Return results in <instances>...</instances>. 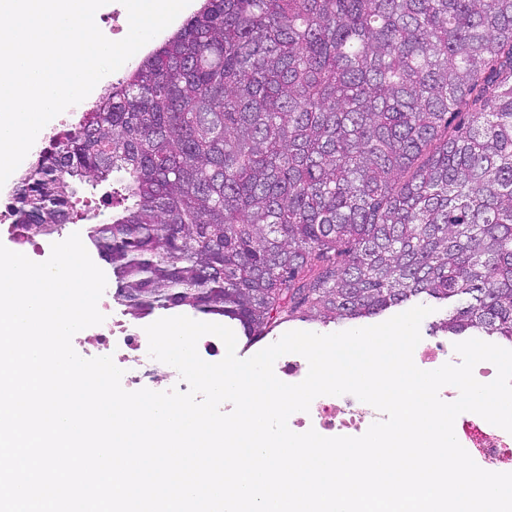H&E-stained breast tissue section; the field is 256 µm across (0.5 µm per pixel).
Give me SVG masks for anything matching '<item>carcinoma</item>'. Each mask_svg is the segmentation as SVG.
Returning <instances> with one entry per match:
<instances>
[{"label": "carcinoma", "instance_id": "cac0c4a2", "mask_svg": "<svg viewBox=\"0 0 512 512\" xmlns=\"http://www.w3.org/2000/svg\"><path fill=\"white\" fill-rule=\"evenodd\" d=\"M11 197L28 238L95 220L137 319L255 343L433 299L446 335L512 342V0H201Z\"/></svg>", "mask_w": 512, "mask_h": 512}]
</instances>
